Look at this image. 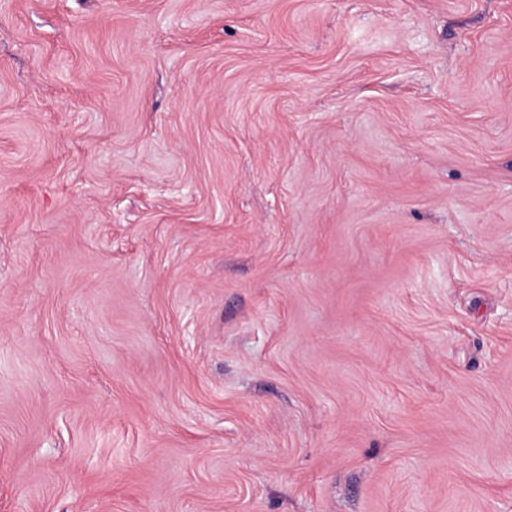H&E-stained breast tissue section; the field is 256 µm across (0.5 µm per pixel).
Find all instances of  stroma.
<instances>
[{
  "label": "stroma",
  "instance_id": "1",
  "mask_svg": "<svg viewBox=\"0 0 512 512\" xmlns=\"http://www.w3.org/2000/svg\"><path fill=\"white\" fill-rule=\"evenodd\" d=\"M0 512H512V0H0Z\"/></svg>",
  "mask_w": 512,
  "mask_h": 512
}]
</instances>
